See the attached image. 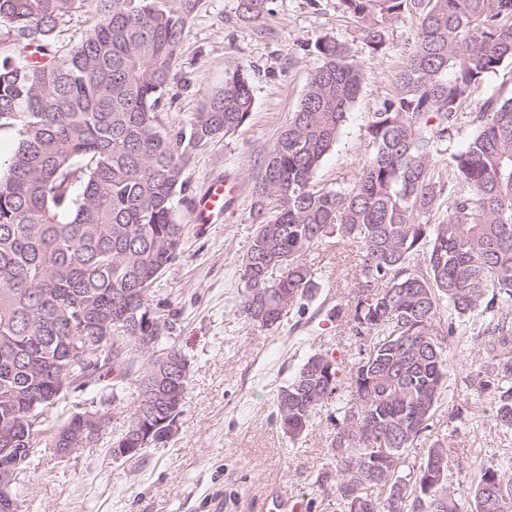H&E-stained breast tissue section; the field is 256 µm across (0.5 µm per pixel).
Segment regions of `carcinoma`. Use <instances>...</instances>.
<instances>
[{
  "instance_id": "carcinoma-1",
  "label": "carcinoma",
  "mask_w": 512,
  "mask_h": 512,
  "mask_svg": "<svg viewBox=\"0 0 512 512\" xmlns=\"http://www.w3.org/2000/svg\"><path fill=\"white\" fill-rule=\"evenodd\" d=\"M87 3L96 23L59 42ZM198 3L0 0V28L41 57L0 62V134L15 142L0 171V448L33 449L75 432L76 413L62 422L50 413L68 393L111 371L120 383L137 360L135 383L146 388L155 354L179 353L147 290L181 253L174 201L188 193L193 154L235 133L253 107L251 82L235 67L188 125L163 124L173 60ZM341 4L375 53L405 13L416 18L417 38L396 96L371 115L374 152L353 189L314 183L363 79L332 38L315 44L320 64L255 183L258 227L240 300L253 326L270 329L313 297L319 282L306 253L316 245L334 234L359 249L356 303L331 312L349 324L358 357L345 371L329 352L312 353L279 390L276 421L295 441L336 401L329 447L342 512H460L463 492L472 512H512L505 471L483 468L462 490L448 484L443 442L403 470L404 452L430 428L451 379L458 320L483 317L484 361L471 362L467 381L512 428V97H488L467 146L448 152L456 190L448 216L431 222L439 143L476 83L512 62V0ZM104 324L112 328L104 363L72 353L77 337ZM43 409L35 427L25 426ZM170 416L162 393H150L137 399L132 423L153 444Z\"/></svg>"
}]
</instances>
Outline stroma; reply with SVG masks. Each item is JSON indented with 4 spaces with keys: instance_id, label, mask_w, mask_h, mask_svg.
<instances>
[{
    "instance_id": "1",
    "label": "stroma",
    "mask_w": 512,
    "mask_h": 512,
    "mask_svg": "<svg viewBox=\"0 0 512 512\" xmlns=\"http://www.w3.org/2000/svg\"><path fill=\"white\" fill-rule=\"evenodd\" d=\"M242 3L200 0L171 71L173 102L163 110L167 128L181 127L223 85L226 68L240 66L250 76V118L234 134L200 147L185 171L193 199L175 208L185 226L181 254L148 297L168 317L167 334L190 364L174 432L140 458L113 461L110 448L128 429L137 400L135 385H128L107 406L98 443L63 461L47 448L34 449L16 486L19 512H270L275 496L303 502L304 512H341L328 451L335 405L318 411L306 436L293 442L276 423V396L315 350L332 352L346 365L356 357L355 338L329 312L354 304L358 250L335 238L320 243L308 255L320 277L315 297L291 307L279 326L252 327L239 304L243 257L256 229L253 188L320 63L315 44L328 36L349 48L364 81L314 181L351 190L374 151L368 122L395 95V73L416 27L412 16L400 18L375 54L341 0H266L251 14ZM493 94L512 96V64L486 75L461 105L465 117L452 133V148L467 145L476 131L474 115ZM217 179L238 192L223 217L199 223L195 200ZM480 324L475 316L460 322L470 347L456 355L454 385L408 455L417 464L431 445L447 443L452 484L481 467L512 464V429L498 425L487 397L464 384L461 365L479 357L481 339L473 330Z\"/></svg>"
}]
</instances>
